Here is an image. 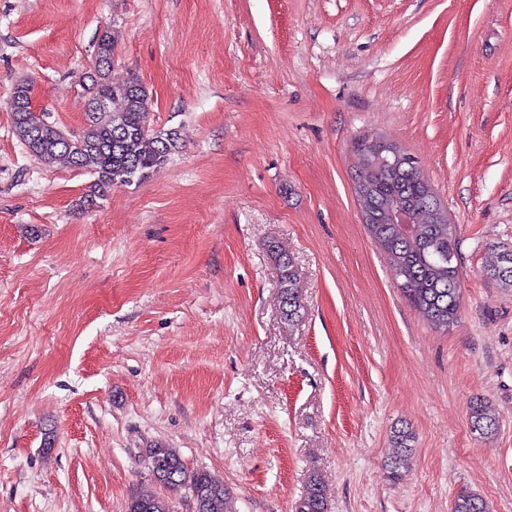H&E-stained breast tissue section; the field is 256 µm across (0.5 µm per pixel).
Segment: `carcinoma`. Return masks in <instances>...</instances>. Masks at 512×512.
Returning <instances> with one entry per match:
<instances>
[{
    "mask_svg": "<svg viewBox=\"0 0 512 512\" xmlns=\"http://www.w3.org/2000/svg\"><path fill=\"white\" fill-rule=\"evenodd\" d=\"M116 43L103 31L96 43L95 70L88 86L90 95L85 123L77 136L67 141V129L57 123L47 125L26 110L33 94L27 81L14 85L10 97L13 131L29 153L46 165L64 162L76 170L95 176L93 197L103 198L114 187L146 179L163 168L178 149L174 129L155 131L149 122V95L143 82L131 77L123 83L111 79ZM40 130L33 139V128ZM385 146L402 156L400 145L374 134L355 142V195L373 217L365 228L383 252L398 277V287L407 302L437 329L448 330L457 323L461 308L458 252L454 225L418 161H404L390 167L380 160ZM408 209L410 224L390 223V213ZM279 267L280 313L290 324L302 318L300 278L292 258L280 247L269 244ZM486 275L505 289H512V248L491 250ZM471 433L482 438L496 429V419L480 402L469 405ZM390 442L396 453L386 464L392 482L402 480L407 457L415 443V433L407 426L391 431ZM147 462L158 468V480L166 488H186L195 496V512H230V493L224 480L204 470L191 469L180 453L158 444L147 449ZM295 512H328L324 484L310 476L304 494L295 502ZM128 512H174L168 499L153 493L136 494ZM452 512H490L478 495L462 490L452 504Z\"/></svg>",
    "mask_w": 512,
    "mask_h": 512,
    "instance_id": "cac0c4a2",
    "label": "carcinoma"
}]
</instances>
